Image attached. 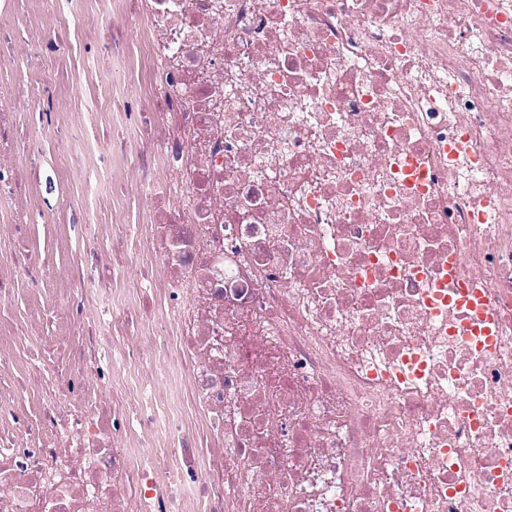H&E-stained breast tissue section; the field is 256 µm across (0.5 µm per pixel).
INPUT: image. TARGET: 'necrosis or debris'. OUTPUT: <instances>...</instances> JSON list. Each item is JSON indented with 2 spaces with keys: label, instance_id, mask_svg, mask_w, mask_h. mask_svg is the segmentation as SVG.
I'll use <instances>...</instances> for the list:
<instances>
[{
  "label": "necrosis or debris",
  "instance_id": "necrosis-or-debris-1",
  "mask_svg": "<svg viewBox=\"0 0 512 512\" xmlns=\"http://www.w3.org/2000/svg\"><path fill=\"white\" fill-rule=\"evenodd\" d=\"M41 4L0 70L111 30L73 79L123 166L98 273L0 262V512H512V0ZM85 112L0 80V240L19 168L92 183ZM0 310L5 314L6 321L12 322L17 328L24 325L30 312V298L26 288L22 285L16 286L13 299L5 303Z\"/></svg>",
  "mask_w": 512,
  "mask_h": 512
}]
</instances>
